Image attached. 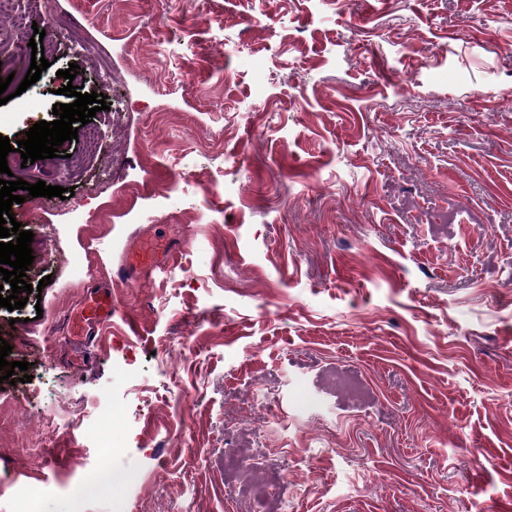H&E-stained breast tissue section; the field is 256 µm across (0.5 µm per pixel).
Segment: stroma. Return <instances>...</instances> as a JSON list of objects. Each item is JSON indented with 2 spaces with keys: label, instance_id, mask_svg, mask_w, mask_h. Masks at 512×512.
Returning <instances> with one entry per match:
<instances>
[{
  "label": "stroma",
  "instance_id": "stroma-1",
  "mask_svg": "<svg viewBox=\"0 0 512 512\" xmlns=\"http://www.w3.org/2000/svg\"><path fill=\"white\" fill-rule=\"evenodd\" d=\"M47 2L102 58L46 35L0 134L112 72L120 181L81 139L7 156L74 193L12 207L51 282L0 307L31 376L0 384V512H250L231 450L288 512H512V0ZM149 234L171 271L114 279ZM98 287L87 342L63 316ZM97 296L92 297L91 303L79 316L76 336H84L89 340L97 335L98 329L105 321L112 317V292L110 289H100Z\"/></svg>",
  "mask_w": 512,
  "mask_h": 512
}]
</instances>
